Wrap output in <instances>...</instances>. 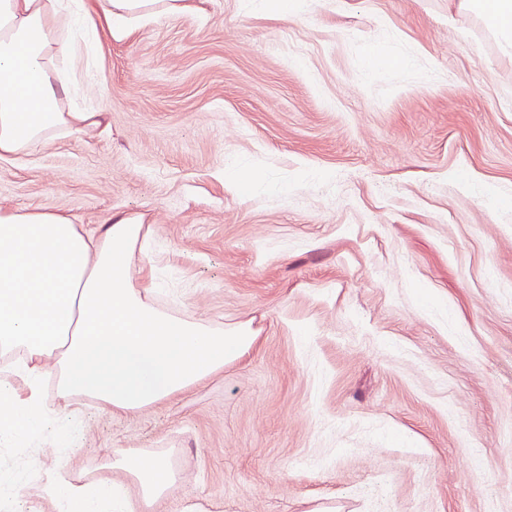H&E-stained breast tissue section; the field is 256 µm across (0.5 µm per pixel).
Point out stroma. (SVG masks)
<instances>
[{"mask_svg": "<svg viewBox=\"0 0 512 512\" xmlns=\"http://www.w3.org/2000/svg\"><path fill=\"white\" fill-rule=\"evenodd\" d=\"M81 52L72 103L109 130L1 159L0 205L140 218L159 305L255 339L137 414L83 399L41 470L164 456L158 512H512V52L484 22L194 0ZM41 470L0 444V512H47Z\"/></svg>", "mask_w": 512, "mask_h": 512, "instance_id": "1", "label": "stroma"}]
</instances>
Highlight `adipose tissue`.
<instances>
[{
  "instance_id": "obj_1",
  "label": "adipose tissue",
  "mask_w": 512,
  "mask_h": 512,
  "mask_svg": "<svg viewBox=\"0 0 512 512\" xmlns=\"http://www.w3.org/2000/svg\"><path fill=\"white\" fill-rule=\"evenodd\" d=\"M186 0H0V159L18 156L60 133L87 135L102 112L65 108L79 64L83 30L104 22L111 37L182 12ZM512 48V0H452ZM151 225L122 213L86 227L50 209L0 207V354L21 361L0 374V440L27 448L37 465L43 439L69 446L79 428L70 396H86L110 414H134L223 370L253 342L251 330L170 313L154 298L146 265ZM55 376V410L43 383ZM127 481H75L44 472L36 487L50 512H149L178 479L166 458L112 451Z\"/></svg>"
}]
</instances>
